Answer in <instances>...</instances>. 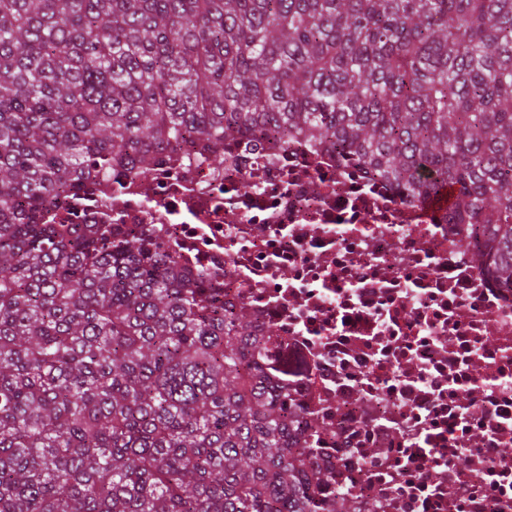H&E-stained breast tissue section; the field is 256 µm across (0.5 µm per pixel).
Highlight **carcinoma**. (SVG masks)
I'll return each instance as SVG.
<instances>
[{
  "label": "carcinoma",
  "instance_id": "1",
  "mask_svg": "<svg viewBox=\"0 0 512 512\" xmlns=\"http://www.w3.org/2000/svg\"><path fill=\"white\" fill-rule=\"evenodd\" d=\"M300 136L512 285V0H0V512H354L211 274L72 199Z\"/></svg>",
  "mask_w": 512,
  "mask_h": 512
}]
</instances>
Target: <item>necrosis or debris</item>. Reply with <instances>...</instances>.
<instances>
[{
  "instance_id": "4bbe7bcc",
  "label": "necrosis or debris",
  "mask_w": 512,
  "mask_h": 512,
  "mask_svg": "<svg viewBox=\"0 0 512 512\" xmlns=\"http://www.w3.org/2000/svg\"><path fill=\"white\" fill-rule=\"evenodd\" d=\"M95 193L81 223L138 225L279 336L356 512H512V287L464 225L302 142L177 151Z\"/></svg>"
}]
</instances>
